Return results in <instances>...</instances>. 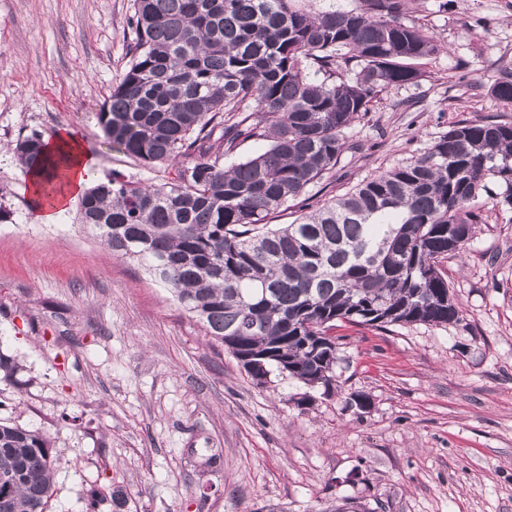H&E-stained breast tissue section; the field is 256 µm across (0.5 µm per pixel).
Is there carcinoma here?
I'll return each instance as SVG.
<instances>
[{
	"label": "carcinoma",
	"mask_w": 512,
	"mask_h": 512,
	"mask_svg": "<svg viewBox=\"0 0 512 512\" xmlns=\"http://www.w3.org/2000/svg\"><path fill=\"white\" fill-rule=\"evenodd\" d=\"M412 0H358L313 12L301 0H134L125 72L100 112L112 145L163 183L122 174L78 205L112 255L136 260L259 385L288 367L307 386L332 384L323 339L336 321L443 326L459 309L442 262L463 252L474 203L489 184L512 209V123L462 121L422 154L354 191L271 227L335 170L346 131L380 94L414 82L440 41L407 21ZM490 92L512 106V64ZM258 145L237 158L244 142ZM27 172L57 193L65 156L41 134L16 140ZM61 464L46 433L0 421V512H45ZM125 512L107 483L86 512Z\"/></svg>",
	"instance_id": "1"
}]
</instances>
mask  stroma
<instances>
[{
    "mask_svg": "<svg viewBox=\"0 0 512 512\" xmlns=\"http://www.w3.org/2000/svg\"><path fill=\"white\" fill-rule=\"evenodd\" d=\"M133 0H0V421L47 432L60 467L48 512H85L111 481L127 512H512V209L482 208L462 257L443 266L457 321L331 331V387L256 384L136 261L77 219H34L12 147L74 131L112 173L155 182L96 114L130 59ZM444 46L349 134L312 206L423 153L464 120L511 121L489 92L512 61V0H415ZM364 395L366 409L353 398ZM76 423L62 421V414Z\"/></svg>",
    "mask_w": 512,
    "mask_h": 512,
    "instance_id": "1",
    "label": "stroma"
}]
</instances>
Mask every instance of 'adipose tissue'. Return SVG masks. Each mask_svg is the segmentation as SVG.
<instances>
[{
	"mask_svg": "<svg viewBox=\"0 0 512 512\" xmlns=\"http://www.w3.org/2000/svg\"><path fill=\"white\" fill-rule=\"evenodd\" d=\"M50 151L63 154L68 170L61 193L48 202L40 201L35 208L36 219L43 224L53 223L69 202L83 193L94 177V160L84 149L79 137L71 131L56 134L47 142Z\"/></svg>",
	"mask_w": 512,
	"mask_h": 512,
	"instance_id": "obj_1",
	"label": "adipose tissue"
}]
</instances>
